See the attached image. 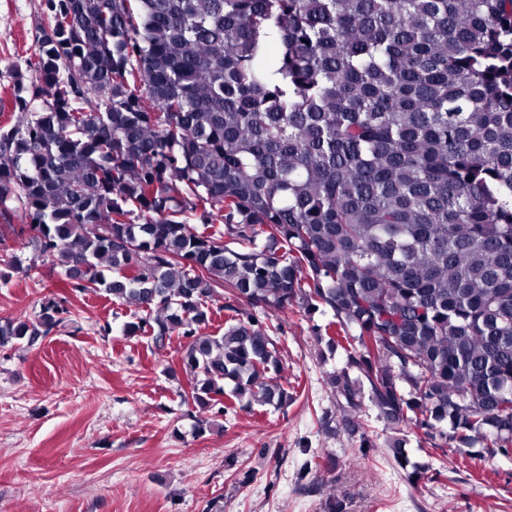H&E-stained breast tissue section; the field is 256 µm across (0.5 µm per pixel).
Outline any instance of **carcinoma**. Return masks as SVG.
<instances>
[{
    "label": "carcinoma",
    "mask_w": 512,
    "mask_h": 512,
    "mask_svg": "<svg viewBox=\"0 0 512 512\" xmlns=\"http://www.w3.org/2000/svg\"><path fill=\"white\" fill-rule=\"evenodd\" d=\"M35 45L0 218L178 340L184 405H286L282 325L241 306H296L343 420L512 452V0H47Z\"/></svg>",
    "instance_id": "cac0c4a2"
}]
</instances>
